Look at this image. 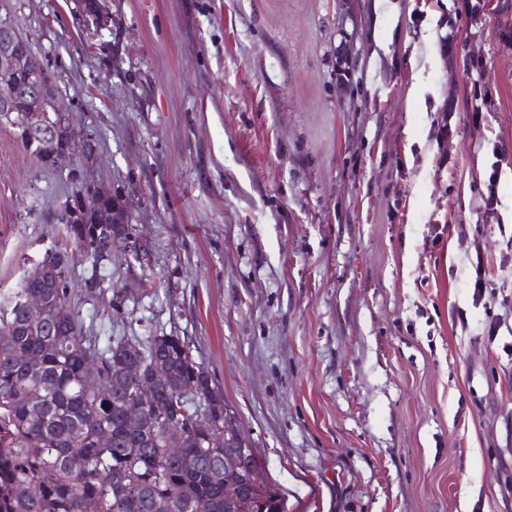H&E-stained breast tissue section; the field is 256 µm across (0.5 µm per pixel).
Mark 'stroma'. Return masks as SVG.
Masks as SVG:
<instances>
[{
    "instance_id": "35a3bbf8",
    "label": "stroma",
    "mask_w": 512,
    "mask_h": 512,
    "mask_svg": "<svg viewBox=\"0 0 512 512\" xmlns=\"http://www.w3.org/2000/svg\"><path fill=\"white\" fill-rule=\"evenodd\" d=\"M80 2L0 0L97 147L0 128V296L106 186L149 264L83 316L185 336L287 512H512V0Z\"/></svg>"
}]
</instances>
